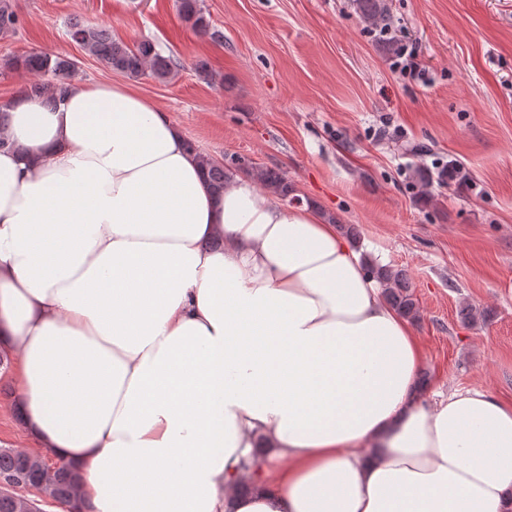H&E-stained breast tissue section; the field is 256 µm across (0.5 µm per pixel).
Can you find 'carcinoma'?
Here are the masks:
<instances>
[{
  "label": "carcinoma",
  "instance_id": "1",
  "mask_svg": "<svg viewBox=\"0 0 512 512\" xmlns=\"http://www.w3.org/2000/svg\"><path fill=\"white\" fill-rule=\"evenodd\" d=\"M357 12L371 24L376 21H387L385 0H354ZM178 9L182 17L192 28L201 35H211L218 39L220 34L210 31L200 0H178ZM17 16L4 2L0 3V34L4 35L17 26ZM69 38L95 57L106 68L123 73L132 78L144 75L158 82H168L177 74V62L170 56L163 55L156 44L143 38L133 45L112 38L108 30L87 25L79 21L70 24ZM4 66L10 69H23L29 73L49 75L52 83L40 79L33 81L24 93L35 98L45 95L61 97L65 94L71 78L75 75V63L61 56L32 53L12 56L5 60ZM200 162L205 167L206 176L212 191H224V183L230 178L231 171L224 164L200 153ZM261 185L279 195L288 198L294 193L293 185L285 175L273 169H261L256 172ZM370 272L374 278L385 286L389 303L403 316L415 318L418 316V306L410 284L403 271L389 265H371ZM28 472L27 455L14 448H0V477L4 475H26ZM38 479L56 489L59 494V504L65 508L70 505L78 482L77 475L64 465L55 467L51 472L41 474Z\"/></svg>",
  "mask_w": 512,
  "mask_h": 512
}]
</instances>
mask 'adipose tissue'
<instances>
[{"mask_svg": "<svg viewBox=\"0 0 512 512\" xmlns=\"http://www.w3.org/2000/svg\"><path fill=\"white\" fill-rule=\"evenodd\" d=\"M0 346L76 512H512V405L429 400L410 322L314 208L214 193L124 83L0 126Z\"/></svg>", "mask_w": 512, "mask_h": 512, "instance_id": "1", "label": "adipose tissue"}]
</instances>
